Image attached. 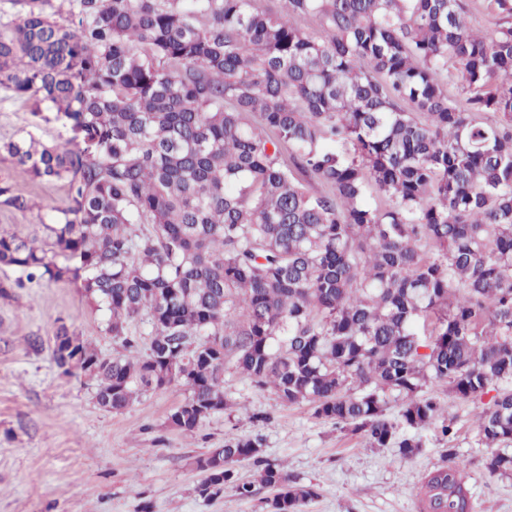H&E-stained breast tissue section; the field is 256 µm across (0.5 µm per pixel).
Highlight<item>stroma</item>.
<instances>
[{
  "label": "stroma",
  "instance_id": "stroma-1",
  "mask_svg": "<svg viewBox=\"0 0 512 512\" xmlns=\"http://www.w3.org/2000/svg\"><path fill=\"white\" fill-rule=\"evenodd\" d=\"M30 122L29 104L0 86V143ZM4 184L37 203L25 211L0 204V227L8 230L31 232L40 205L70 201L66 182L29 179L0 156ZM62 323L101 356L121 354L101 312L73 286L33 285L0 297V512H263L268 488L249 499L229 488L212 499L197 492L203 475L195 459L232 434L262 436L263 458L317 489L301 512H419L421 484L444 465L449 447L466 463L472 512H512V477L485 467L491 451L478 436L481 404L458 399L447 385L431 384L425 393L454 417V438L441 435L440 422L423 425L415 431L421 447L410 457L393 444L370 447L313 417L308 406L281 405L272 391L235 375L224 383L230 408L183 433L166 420L187 397L184 386L144 392L112 413L97 404L95 380L62 374L52 356ZM263 414L271 423L260 422Z\"/></svg>",
  "mask_w": 512,
  "mask_h": 512
}]
</instances>
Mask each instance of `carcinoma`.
Returning <instances> with one entry per match:
<instances>
[{
	"mask_svg": "<svg viewBox=\"0 0 512 512\" xmlns=\"http://www.w3.org/2000/svg\"><path fill=\"white\" fill-rule=\"evenodd\" d=\"M11 2L0 85L67 138L0 151L67 181L71 201L39 235L0 231L15 273L0 297L78 281L126 351L104 358L62 323L63 374L93 378L112 412L182 384L167 416L182 432L230 406L238 375L405 457L420 447L407 429L441 417L452 435L424 387L493 391L478 434L488 472L512 475V24L477 32L464 0H281L275 15L257 0H71L69 25L48 0ZM304 16L331 39L293 24ZM0 197L30 208L8 185ZM142 319L144 358L129 335ZM261 447L236 436L198 458L199 495L258 483L276 490L266 512L318 497ZM242 462L254 480L235 478ZM465 467L447 448L421 512H471Z\"/></svg>",
	"mask_w": 512,
	"mask_h": 512,
	"instance_id": "obj_1",
	"label": "carcinoma"
}]
</instances>
